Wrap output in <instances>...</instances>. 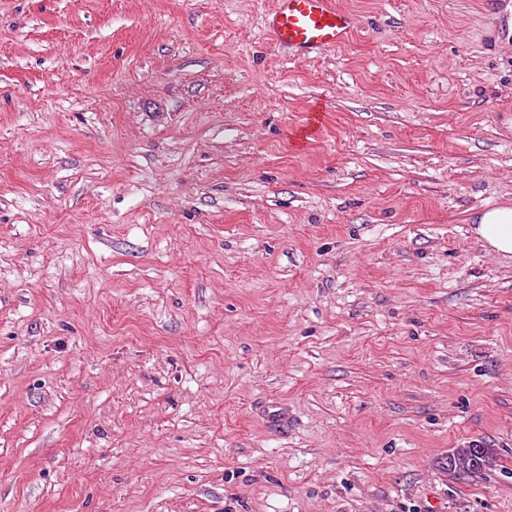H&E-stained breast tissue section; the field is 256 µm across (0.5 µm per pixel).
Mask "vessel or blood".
Here are the masks:
<instances>
[{
    "label": "vessel or blood",
    "instance_id": "b4317fda",
    "mask_svg": "<svg viewBox=\"0 0 512 512\" xmlns=\"http://www.w3.org/2000/svg\"><path fill=\"white\" fill-rule=\"evenodd\" d=\"M355 26L354 14L336 0H275L265 21L276 44L302 57L341 47Z\"/></svg>",
    "mask_w": 512,
    "mask_h": 512
}]
</instances>
